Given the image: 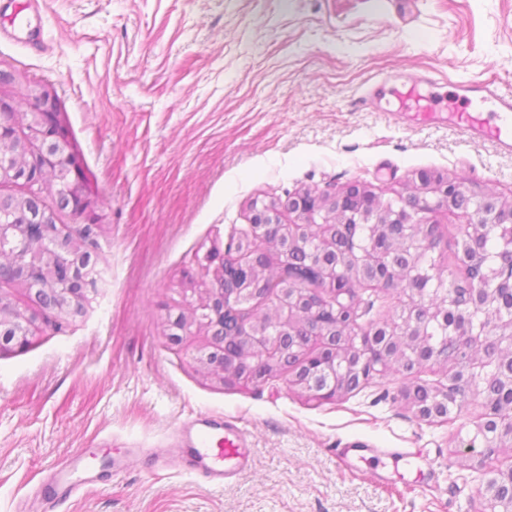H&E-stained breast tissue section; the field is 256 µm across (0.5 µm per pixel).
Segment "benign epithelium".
<instances>
[{
    "label": "benign epithelium",
    "mask_w": 512,
    "mask_h": 512,
    "mask_svg": "<svg viewBox=\"0 0 512 512\" xmlns=\"http://www.w3.org/2000/svg\"><path fill=\"white\" fill-rule=\"evenodd\" d=\"M4 141L17 146L13 159L0 161V172L4 165H10V183L28 190L38 188L62 173L70 180L71 214L83 220L92 216L84 188L81 158L70 145L52 89L33 87L29 107L24 112L16 108L9 96L0 95V142ZM418 181L414 198L397 196L394 207L388 209L391 222L406 229L401 241L411 243L414 224L436 227L433 216L442 212L455 216L461 224L472 223L470 215L456 211L452 205L453 198L461 189L458 181L427 174L419 175ZM368 197L369 189L363 184L353 185L329 197L306 191L292 196L288 199V213L295 215L296 223L288 224V236L276 238L272 234L282 221V210L274 209L264 201L255 202L249 237L244 240L232 238L223 253L213 250L205 256L208 263H217L212 288L205 300L211 350L197 357V362L208 374L221 382L234 380L238 376L241 359L246 355L260 354L269 362L277 360V346L269 341V336L253 317V313L271 298L275 300L282 323L292 327L297 322L305 328V335L297 337V341L304 344L309 353L301 366L302 384L313 397L326 401L336 399L341 382L336 366L345 355L353 357L348 367L363 379L368 375H386L393 371L401 345L412 339L419 324L418 304L408 305L399 322L362 328L352 319L345 318L347 289H336V264L327 259L331 250L328 238L323 237L315 244L306 270L298 272L288 264L292 240L307 231L311 224L352 215L358 216L363 224L381 223L380 204L376 200L368 201ZM480 212L482 223L505 232L512 248V204H504L491 195L483 196ZM55 234L56 230L46 224H1L0 254L4 253L3 243L8 239L16 241L17 246L9 249L10 261L0 262V283L13 281L34 286L45 307L53 309L58 316H66L81 309L86 301V289L96 288V272L86 267L73 252L64 255L68 270L64 280L54 277V261L32 263L31 250L40 246L47 236ZM271 240L276 243L281 256L277 285L269 288H249L245 284L234 288L224 286V261L231 258L244 267L251 266L260 255L259 245ZM386 256V247L378 245L375 240L366 248H354L352 254L364 277L383 289L392 284ZM307 276L325 284L326 288L293 287ZM499 287L512 288L511 271L506 269L498 273L496 287L474 292L470 305L480 307L488 304ZM452 302L448 289H432L430 315H435ZM38 321L49 323L52 316L44 313L26 315L0 292V350L11 345L25 346ZM226 322L236 324L239 331V335L234 337L236 349L233 352L224 349ZM487 368L488 361L475 353L448 377L447 387L430 401H414L412 384L403 391V397L419 418H444L449 415L455 401L473 393L477 379ZM507 439H512V414L500 413L487 416L485 421L475 425L468 447V467L483 471V495L490 502L491 509L497 508L499 512H512V468L507 471L487 470L485 464L486 457L503 447Z\"/></svg>",
    "instance_id": "1"
}]
</instances>
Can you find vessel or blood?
Returning a JSON list of instances; mask_svg holds the SVG:
<instances>
[{
    "label": "vessel or blood",
    "mask_w": 512,
    "mask_h": 512,
    "mask_svg": "<svg viewBox=\"0 0 512 512\" xmlns=\"http://www.w3.org/2000/svg\"><path fill=\"white\" fill-rule=\"evenodd\" d=\"M463 94H474L491 101L492 112H460L452 105L442 104L437 97L422 93L419 82H403L396 96L400 111L410 113L419 125L442 122L458 127L467 136L492 141L505 153L512 152V91H505L486 83L462 85ZM190 437L192 455L206 460L207 476L216 483H224L242 472L249 461V450L242 430L235 424L224 426L223 433L212 432L210 424L195 422Z\"/></svg>",
    "instance_id": "obj_1"
}]
</instances>
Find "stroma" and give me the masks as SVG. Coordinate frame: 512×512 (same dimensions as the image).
Wrapping results in <instances>:
<instances>
[{
    "label": "stroma",
    "instance_id": "35a3bbf8",
    "mask_svg": "<svg viewBox=\"0 0 512 512\" xmlns=\"http://www.w3.org/2000/svg\"><path fill=\"white\" fill-rule=\"evenodd\" d=\"M0 69L14 92L55 91L102 202L82 314L0 352V512H489L464 457L479 399L443 422L401 397L438 367L325 401L223 384L192 359L208 336L169 334L254 199L355 183L389 197L428 172L512 202V155L366 102L384 75L431 78L449 101L468 82L512 89V0H0ZM200 415L246 432L233 483L166 456ZM355 445L379 454L343 463ZM79 449L87 483L58 499L42 478Z\"/></svg>",
    "mask_w": 512,
    "mask_h": 512
}]
</instances>
